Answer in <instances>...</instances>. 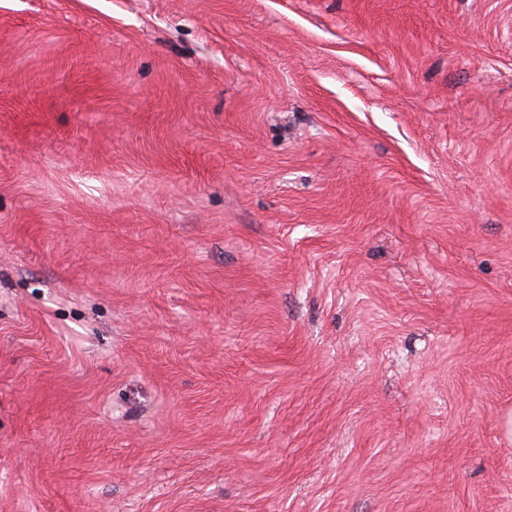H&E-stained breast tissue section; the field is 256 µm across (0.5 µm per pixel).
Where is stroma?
Returning <instances> with one entry per match:
<instances>
[{
    "mask_svg": "<svg viewBox=\"0 0 512 512\" xmlns=\"http://www.w3.org/2000/svg\"><path fill=\"white\" fill-rule=\"evenodd\" d=\"M0 512H512V0H0Z\"/></svg>",
    "mask_w": 512,
    "mask_h": 512,
    "instance_id": "obj_1",
    "label": "stroma"
}]
</instances>
